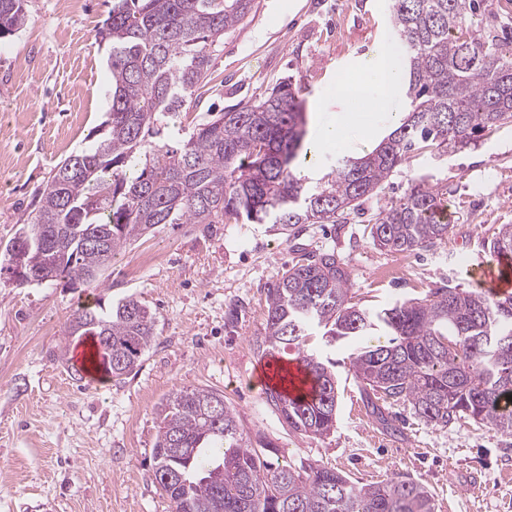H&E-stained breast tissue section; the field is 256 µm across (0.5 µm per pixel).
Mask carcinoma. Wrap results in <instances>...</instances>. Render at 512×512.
<instances>
[{"mask_svg":"<svg viewBox=\"0 0 512 512\" xmlns=\"http://www.w3.org/2000/svg\"><path fill=\"white\" fill-rule=\"evenodd\" d=\"M253 0H112L99 31L112 45V103L100 138L56 167L27 224L4 248L0 279L16 288L45 272L67 288L96 283L119 253L160 224L345 223L403 162L428 149L456 150L512 124V41L479 24L478 0H393L392 34L409 74V112L372 152L342 162L310 186L301 85L288 78L251 103L194 124L172 146L163 129L190 114L210 81L213 53ZM24 0H0V37L26 24ZM445 192L419 182L369 220L374 245L410 253L448 238ZM495 259L512 256V224L484 239ZM351 275L334 251L305 252L267 288L261 357L297 350L300 383H283L266 403L290 429L323 437L336 428L335 363L306 349L311 330L359 343L350 370L383 425L376 401L409 402L433 426L470 419L512 436V295L457 287L375 311L352 302ZM156 317L133 296L110 309L85 305L68 336H94L113 378L132 373L155 336ZM153 476L172 512H435L418 482L355 483L333 468L273 462L256 448L224 395L177 390L156 409ZM224 467V483L211 479Z\"/></svg>","mask_w":512,"mask_h":512,"instance_id":"1","label":"carcinoma"}]
</instances>
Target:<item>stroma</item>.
<instances>
[{
    "label": "stroma",
    "instance_id": "1",
    "mask_svg": "<svg viewBox=\"0 0 512 512\" xmlns=\"http://www.w3.org/2000/svg\"><path fill=\"white\" fill-rule=\"evenodd\" d=\"M26 26L0 39V246L34 209L57 163L95 141L110 106V47L96 33L112 0H25ZM390 0H253L243 24L212 57L202 106L254 100L286 78L303 87L308 142L355 107L345 78L392 40ZM409 109L400 95L364 113L338 143L318 147L298 176L318 182L338 160L375 148ZM447 186V240L407 255L395 279L379 270L396 256L373 245L366 225L412 183ZM512 224V125L455 151L412 157L362 214L345 224H161L126 248L101 285L0 284V512H172L154 481L155 407L177 389L223 394L251 439L278 449L283 466L320 462L351 480L405 476L433 495L436 512H512V437L468 419L432 426L412 407L385 402L397 432L383 428L349 371L352 342L309 344L336 364V429L321 438L289 430L265 403L257 340L266 290L295 259V247L335 251L347 264L353 300L380 309L446 285L473 289L471 266L490 262L483 241ZM156 314V335L140 366L110 384L75 381L53 354L85 302L128 296ZM479 482L473 500L466 480Z\"/></svg>",
    "mask_w": 512,
    "mask_h": 512
}]
</instances>
